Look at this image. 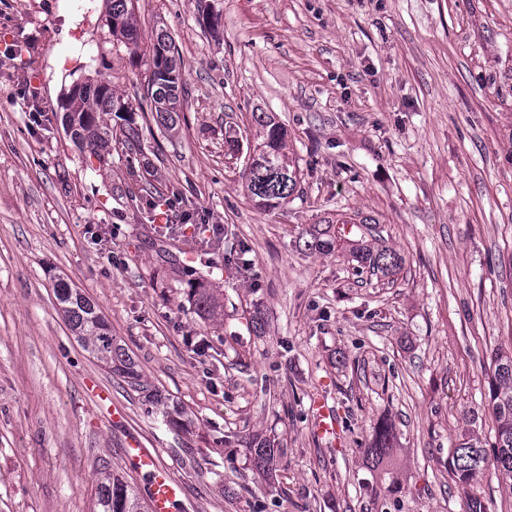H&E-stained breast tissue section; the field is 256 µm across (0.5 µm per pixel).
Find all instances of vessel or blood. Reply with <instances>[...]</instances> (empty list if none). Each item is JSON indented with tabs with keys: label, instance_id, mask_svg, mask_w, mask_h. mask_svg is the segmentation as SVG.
I'll return each instance as SVG.
<instances>
[{
	"label": "vessel or blood",
	"instance_id": "b4317fda",
	"mask_svg": "<svg viewBox=\"0 0 512 512\" xmlns=\"http://www.w3.org/2000/svg\"><path fill=\"white\" fill-rule=\"evenodd\" d=\"M313 421L316 431L323 436L333 437L339 431L335 413L323 402L313 405ZM125 456L131 466L144 476L145 493L150 502L151 512H177L181 500V488L169 470L159 463L156 455L138 443H129Z\"/></svg>",
	"mask_w": 512,
	"mask_h": 512
}]
</instances>
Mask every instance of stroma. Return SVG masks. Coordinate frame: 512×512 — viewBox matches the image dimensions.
<instances>
[{"label": "stroma", "mask_w": 512, "mask_h": 512, "mask_svg": "<svg viewBox=\"0 0 512 512\" xmlns=\"http://www.w3.org/2000/svg\"><path fill=\"white\" fill-rule=\"evenodd\" d=\"M137 0L142 43L166 29L186 97L154 122L145 66L114 46L106 0H0V512H95L99 473L154 449L187 512H512L494 470L459 488L466 427L493 439L482 400L512 352V0ZM111 82L100 163L66 135L73 79ZM38 90L40 120L18 96ZM274 115L300 182L279 207L245 187V146ZM177 198L167 224L146 196ZM379 222L403 259L355 275L344 251L300 240L338 215ZM211 259L216 270L199 263ZM224 295L201 318L187 268ZM97 305L143 379L191 422H157L144 395L84 350L55 278ZM261 312L264 335L250 318ZM341 434L316 433L312 405ZM399 449L371 471L380 419ZM283 453L271 475L247 448ZM234 452L226 454L225 439ZM248 448L253 454L255 467L259 471H262L263 474L266 473L268 476L270 474L269 466L273 463L275 458L274 444L267 438L255 435L249 442Z\"/></svg>", "instance_id": "35a3bbf8"}]
</instances>
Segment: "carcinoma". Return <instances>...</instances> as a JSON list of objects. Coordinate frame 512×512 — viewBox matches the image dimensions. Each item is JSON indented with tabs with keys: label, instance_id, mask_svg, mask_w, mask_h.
<instances>
[{
	"label": "carcinoma",
	"instance_id": "cac0c4a2",
	"mask_svg": "<svg viewBox=\"0 0 512 512\" xmlns=\"http://www.w3.org/2000/svg\"><path fill=\"white\" fill-rule=\"evenodd\" d=\"M109 30L120 41L135 63L146 58L147 95L155 112V121L166 130L177 127L183 105L184 87L181 84L180 64L175 56L176 47L164 31L157 34L151 46L141 47L134 23V0H110ZM129 111L112 90V83L85 82L82 92L68 99L63 121L71 141L79 149L89 148L98 160H105L112 148V129L101 120L104 112ZM265 127V138L257 144L245 169V187L251 198L262 207L272 208L290 196L297 185L294 166L283 153L287 131L270 117L259 119ZM353 220L342 219L340 226L329 222L323 229L310 232L312 241L305 242L310 249H329L340 241L350 245L360 275L368 269L385 277L398 274L402 258L384 249L373 248L344 234L345 225ZM195 306L205 319H214L224 313L215 289L202 282H190ZM55 298L66 321L84 348L112 372L127 379L136 389L144 388L141 376L135 369L124 345L114 336L96 305L87 296L63 278L53 285ZM484 406L491 412L496 430L493 443L494 470L512 480V353L499 352L493 357V371L484 394ZM479 415L468 418L466 429L448 462L449 471L458 487L467 489L488 462L483 438L472 428ZM398 447L393 426L382 421L375 429L369 448L367 464L374 470H383L391 463ZM255 467L268 474L275 458L271 440L256 435L249 442ZM98 512H148L134 487L118 472L106 470L98 485Z\"/></svg>",
	"mask_w": 512,
	"mask_h": 512
}]
</instances>
